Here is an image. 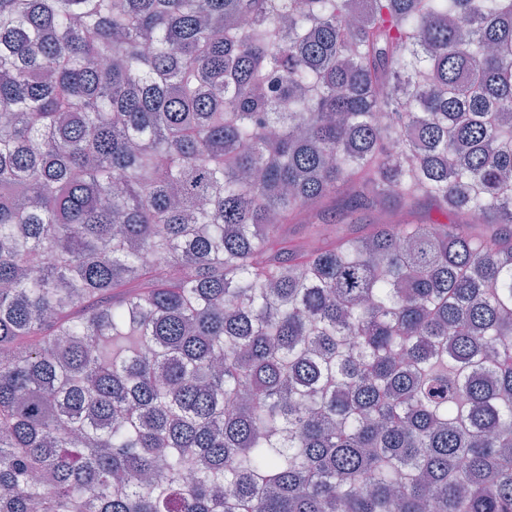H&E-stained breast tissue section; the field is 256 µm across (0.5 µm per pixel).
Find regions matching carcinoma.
<instances>
[{
    "mask_svg": "<svg viewBox=\"0 0 512 512\" xmlns=\"http://www.w3.org/2000/svg\"><path fill=\"white\" fill-rule=\"evenodd\" d=\"M0 512H512V0H0Z\"/></svg>",
    "mask_w": 512,
    "mask_h": 512,
    "instance_id": "1",
    "label": "carcinoma"
}]
</instances>
